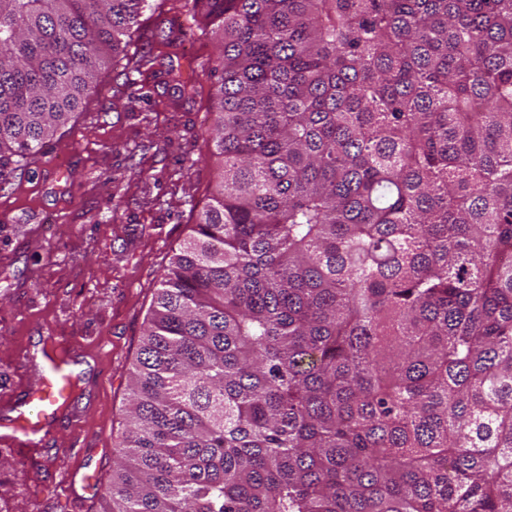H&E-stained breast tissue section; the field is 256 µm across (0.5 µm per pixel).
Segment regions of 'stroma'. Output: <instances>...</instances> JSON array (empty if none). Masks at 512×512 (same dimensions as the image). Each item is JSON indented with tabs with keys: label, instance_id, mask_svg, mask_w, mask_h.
Returning <instances> with one entry per match:
<instances>
[{
	"label": "stroma",
	"instance_id": "stroma-1",
	"mask_svg": "<svg viewBox=\"0 0 512 512\" xmlns=\"http://www.w3.org/2000/svg\"><path fill=\"white\" fill-rule=\"evenodd\" d=\"M150 54L151 70L135 62ZM220 52L186 9L161 6L128 55L11 189L0 191V419L36 387L38 353L85 370L71 411L28 453L0 447V512H97L127 374L161 270L214 186L207 130ZM192 79L180 95L175 80Z\"/></svg>",
	"mask_w": 512,
	"mask_h": 512
}]
</instances>
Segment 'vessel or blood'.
I'll return each mask as SVG.
<instances>
[{
    "instance_id": "1",
    "label": "vessel or blood",
    "mask_w": 512,
    "mask_h": 512,
    "mask_svg": "<svg viewBox=\"0 0 512 512\" xmlns=\"http://www.w3.org/2000/svg\"><path fill=\"white\" fill-rule=\"evenodd\" d=\"M78 380L73 363L47 365L37 387L23 400L27 413L9 419L6 432L0 437L19 448L35 446L46 426L69 412Z\"/></svg>"
}]
</instances>
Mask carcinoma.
<instances>
[{
	"label": "carcinoma",
	"mask_w": 512,
	"mask_h": 512,
	"mask_svg": "<svg viewBox=\"0 0 512 512\" xmlns=\"http://www.w3.org/2000/svg\"><path fill=\"white\" fill-rule=\"evenodd\" d=\"M150 0H0V190ZM215 186L101 512H512V0H193Z\"/></svg>",
	"instance_id": "obj_1"
}]
</instances>
